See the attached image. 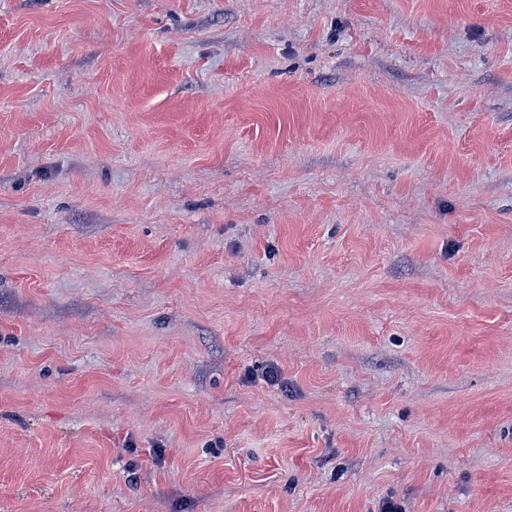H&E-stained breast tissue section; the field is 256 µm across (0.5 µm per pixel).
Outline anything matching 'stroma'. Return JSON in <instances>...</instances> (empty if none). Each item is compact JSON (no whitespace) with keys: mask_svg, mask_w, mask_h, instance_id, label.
<instances>
[{"mask_svg":"<svg viewBox=\"0 0 512 512\" xmlns=\"http://www.w3.org/2000/svg\"><path fill=\"white\" fill-rule=\"evenodd\" d=\"M387 501L512 512V0H0V512Z\"/></svg>","mask_w":512,"mask_h":512,"instance_id":"obj_1","label":"stroma"}]
</instances>
